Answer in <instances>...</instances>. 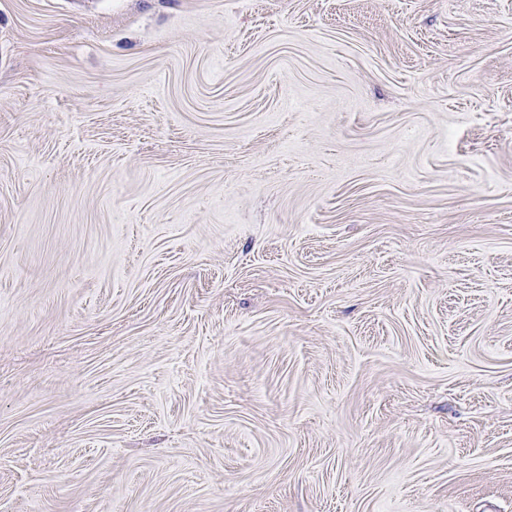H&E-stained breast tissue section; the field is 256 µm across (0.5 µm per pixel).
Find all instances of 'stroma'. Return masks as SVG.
<instances>
[{"instance_id":"1","label":"stroma","mask_w":512,"mask_h":512,"mask_svg":"<svg viewBox=\"0 0 512 512\" xmlns=\"http://www.w3.org/2000/svg\"><path fill=\"white\" fill-rule=\"evenodd\" d=\"M0 512H512V0H0Z\"/></svg>"}]
</instances>
